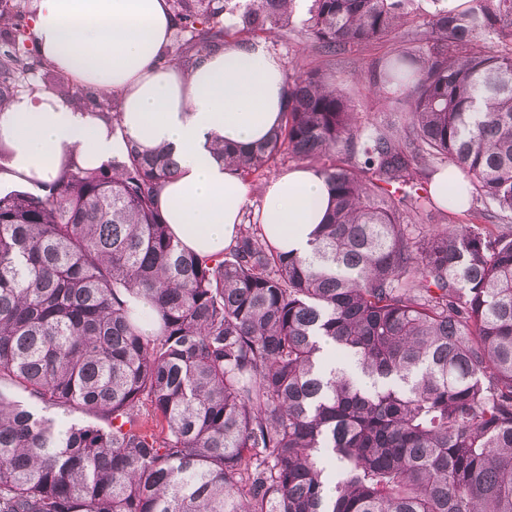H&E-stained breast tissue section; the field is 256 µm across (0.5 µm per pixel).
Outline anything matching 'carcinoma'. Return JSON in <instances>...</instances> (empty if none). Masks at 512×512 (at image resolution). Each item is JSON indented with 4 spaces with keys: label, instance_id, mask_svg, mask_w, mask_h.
Wrapping results in <instances>:
<instances>
[{
    "label": "carcinoma",
    "instance_id": "1",
    "mask_svg": "<svg viewBox=\"0 0 512 512\" xmlns=\"http://www.w3.org/2000/svg\"><path fill=\"white\" fill-rule=\"evenodd\" d=\"M33 0H0V105L52 80L112 132L120 102L36 53ZM295 0H170L168 63L288 29ZM311 0L310 56L422 19L425 52L386 59L402 131L360 121L320 66L287 82L261 144L217 155L255 182L291 158L325 177L312 254L244 224L221 257L158 208L163 147L0 192V512H512V0ZM471 212L439 225L424 179ZM150 313L154 330L143 326ZM81 411L99 423L41 413Z\"/></svg>",
    "mask_w": 512,
    "mask_h": 512
}]
</instances>
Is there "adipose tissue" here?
Here are the masks:
<instances>
[{"label": "adipose tissue", "instance_id": "adipose-tissue-1", "mask_svg": "<svg viewBox=\"0 0 512 512\" xmlns=\"http://www.w3.org/2000/svg\"><path fill=\"white\" fill-rule=\"evenodd\" d=\"M32 33L40 54L96 94L117 93L120 133L91 109L47 89L0 105V141L10 155L0 183L55 179L66 155L97 168L128 143L167 146L179 165L158 205L172 232L203 256L223 253L248 203L246 183L215 157L217 144L262 142L280 119L286 75L260 43L202 51L187 71L160 63L174 19L167 0H35ZM324 177L300 167L270 183L256 213L279 251L310 254L328 209Z\"/></svg>", "mask_w": 512, "mask_h": 512}]
</instances>
